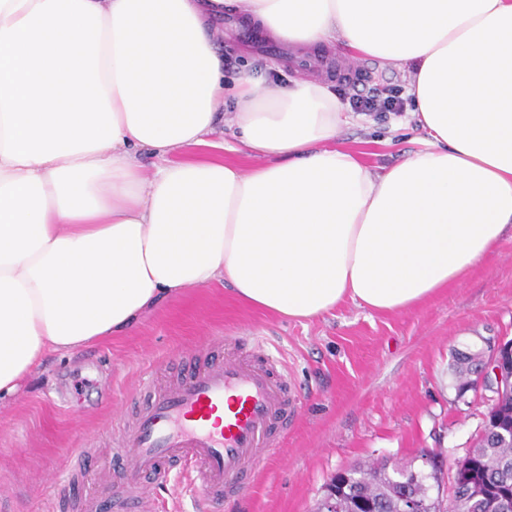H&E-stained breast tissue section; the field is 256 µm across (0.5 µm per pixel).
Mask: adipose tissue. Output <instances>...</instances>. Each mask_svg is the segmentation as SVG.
I'll use <instances>...</instances> for the list:
<instances>
[{"label": "adipose tissue", "mask_w": 512, "mask_h": 512, "mask_svg": "<svg viewBox=\"0 0 512 512\" xmlns=\"http://www.w3.org/2000/svg\"><path fill=\"white\" fill-rule=\"evenodd\" d=\"M227 14L295 49L415 62L423 148L372 171L337 146L327 85L226 79ZM229 81L262 160L247 172L183 156ZM511 228L512 0H0V398L187 288L299 321L401 311Z\"/></svg>", "instance_id": "ef3b65f1"}]
</instances>
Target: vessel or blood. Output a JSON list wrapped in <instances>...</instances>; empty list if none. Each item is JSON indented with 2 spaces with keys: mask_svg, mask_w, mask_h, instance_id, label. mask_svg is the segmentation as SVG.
I'll use <instances>...</instances> for the list:
<instances>
[{
  "mask_svg": "<svg viewBox=\"0 0 512 512\" xmlns=\"http://www.w3.org/2000/svg\"><path fill=\"white\" fill-rule=\"evenodd\" d=\"M140 392L146 400L125 427L122 466L142 500L145 473L160 482L188 474L210 500L238 491L260 458L277 453V436L294 411L284 363L266 351L198 360L167 390Z\"/></svg>",
  "mask_w": 512,
  "mask_h": 512,
  "instance_id": "vessel-or-blood-1",
  "label": "vessel or blood"
}]
</instances>
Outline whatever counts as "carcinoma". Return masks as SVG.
<instances>
[{
	"mask_svg": "<svg viewBox=\"0 0 512 512\" xmlns=\"http://www.w3.org/2000/svg\"><path fill=\"white\" fill-rule=\"evenodd\" d=\"M479 364L477 352L454 353L459 391L471 388L470 374ZM511 426L512 395L506 394L489 412L474 447L455 464L458 481L446 495L432 474L386 461L338 471L326 494L336 492L341 512H401L403 499L410 496L424 503L427 512H491L492 496L512 490V432L507 431Z\"/></svg>",
	"mask_w": 512,
	"mask_h": 512,
	"instance_id": "1",
	"label": "carcinoma"
}]
</instances>
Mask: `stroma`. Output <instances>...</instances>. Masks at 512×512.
<instances>
[{
  "mask_svg": "<svg viewBox=\"0 0 512 512\" xmlns=\"http://www.w3.org/2000/svg\"><path fill=\"white\" fill-rule=\"evenodd\" d=\"M219 44L231 72L247 69L270 84L316 79L347 93L321 72L318 52L296 53L225 16ZM346 70L363 69L372 87L405 86L414 64L353 58L327 51ZM392 114H361L338 139L372 168L421 148L417 124L394 128ZM237 337L241 352L262 343L288 368L295 418L275 459H261L253 482L206 501L201 512H315L337 471L380 460L422 468L430 451L462 460L489 409L474 391L458 392L450 369L456 350L512 339V234L459 285L416 307L376 312L345 302L310 321L279 318L239 302L223 283L188 288L146 314L138 329L50 355L0 403V512H104L125 487L115 459L124 416L139 402L132 392L180 380L173 353L207 336ZM92 460L79 471L73 448Z\"/></svg>",
  "mask_w": 512,
  "mask_h": 512,
  "instance_id": "obj_1",
  "label": "stroma"
}]
</instances>
